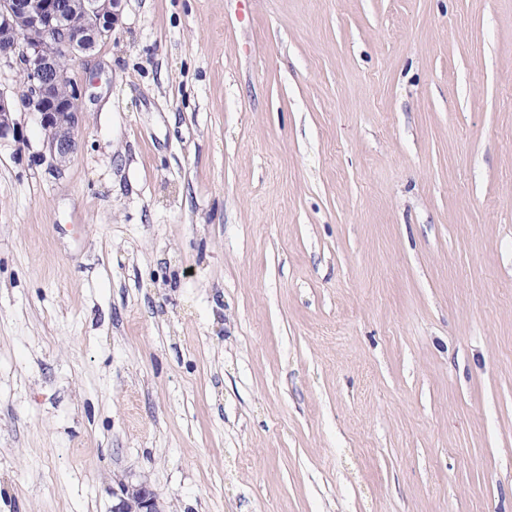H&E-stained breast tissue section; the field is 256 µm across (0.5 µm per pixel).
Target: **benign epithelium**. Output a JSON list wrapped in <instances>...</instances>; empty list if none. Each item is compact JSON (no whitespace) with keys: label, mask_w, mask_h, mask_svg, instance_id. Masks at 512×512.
<instances>
[{"label":"benign epithelium","mask_w":512,"mask_h":512,"mask_svg":"<svg viewBox=\"0 0 512 512\" xmlns=\"http://www.w3.org/2000/svg\"><path fill=\"white\" fill-rule=\"evenodd\" d=\"M122 14L121 0H81L79 10L60 16L55 0H0V37L13 42L15 62L25 86L21 106L34 115L44 130V154L63 161L73 154L81 125L83 86L74 82L63 59L80 61L97 43L112 35ZM37 30L40 37L29 36ZM67 89L56 102L53 95ZM14 103L0 94V141L21 138ZM112 512H162L158 494L145 482L120 483L112 491Z\"/></svg>","instance_id":"obj_1"}]
</instances>
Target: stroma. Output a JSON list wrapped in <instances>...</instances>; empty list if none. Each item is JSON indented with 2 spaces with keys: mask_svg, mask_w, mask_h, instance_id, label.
<instances>
[{
  "mask_svg": "<svg viewBox=\"0 0 512 512\" xmlns=\"http://www.w3.org/2000/svg\"><path fill=\"white\" fill-rule=\"evenodd\" d=\"M76 152L0 144V512H512V0H123ZM118 490L112 491L116 503L112 512H162L158 494L146 483L120 482Z\"/></svg>",
  "mask_w": 512,
  "mask_h": 512,
  "instance_id": "35a3bbf8",
  "label": "stroma"
}]
</instances>
